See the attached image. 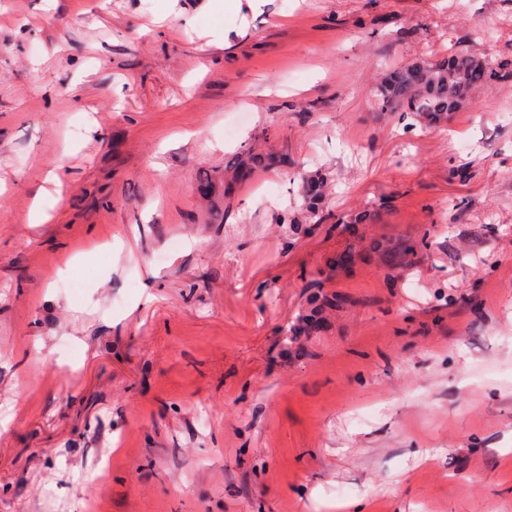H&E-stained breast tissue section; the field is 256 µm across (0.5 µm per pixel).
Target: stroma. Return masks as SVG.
<instances>
[{"label": "stroma", "mask_w": 512, "mask_h": 512, "mask_svg": "<svg viewBox=\"0 0 512 512\" xmlns=\"http://www.w3.org/2000/svg\"><path fill=\"white\" fill-rule=\"evenodd\" d=\"M451 50L512 0H0V512H512V81L372 98Z\"/></svg>", "instance_id": "stroma-1"}]
</instances>
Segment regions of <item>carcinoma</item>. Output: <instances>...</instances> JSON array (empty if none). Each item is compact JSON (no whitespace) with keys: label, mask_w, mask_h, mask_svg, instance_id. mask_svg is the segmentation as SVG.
Instances as JSON below:
<instances>
[{"label":"carcinoma","mask_w":512,"mask_h":512,"mask_svg":"<svg viewBox=\"0 0 512 512\" xmlns=\"http://www.w3.org/2000/svg\"><path fill=\"white\" fill-rule=\"evenodd\" d=\"M512 78V60L491 63L468 52H454L435 63L414 62L392 71L379 85L376 104L382 112L448 116L486 85Z\"/></svg>","instance_id":"1"}]
</instances>
